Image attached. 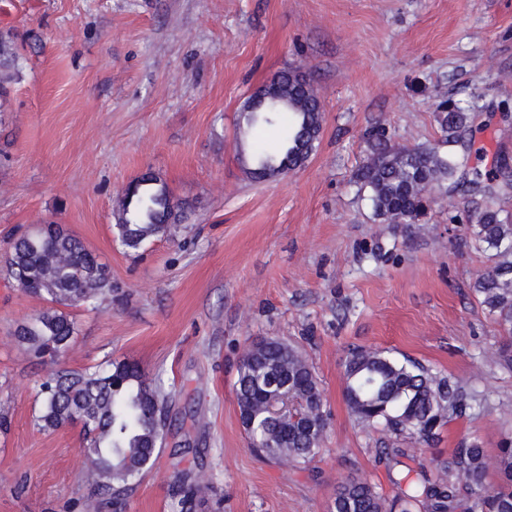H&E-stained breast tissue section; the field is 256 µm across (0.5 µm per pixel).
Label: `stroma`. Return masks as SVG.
Returning a JSON list of instances; mask_svg holds the SVG:
<instances>
[{"instance_id":"stroma-1","label":"stroma","mask_w":512,"mask_h":512,"mask_svg":"<svg viewBox=\"0 0 512 512\" xmlns=\"http://www.w3.org/2000/svg\"><path fill=\"white\" fill-rule=\"evenodd\" d=\"M1 30L22 67L0 109V253L34 224L79 237L112 301L70 308L62 365L134 362L172 393L164 446L121 512H173L172 475L190 465L220 512H331L349 479L391 497L463 444L493 455L512 437V338L473 288L491 264L470 243L473 194L437 200L425 224H381L352 182L366 130L436 144L448 98L471 115V167L512 163V0H0ZM290 67L322 102L320 140L300 169L255 181L237 159L240 108ZM148 171L188 218L132 254L114 212ZM45 307L0 278V512H83L89 491L80 425L34 427L41 367L12 338ZM262 338L304 353L325 403L320 454L291 469L250 447L237 411L238 362ZM362 348L475 401L426 443L362 428L343 397Z\"/></svg>"}]
</instances>
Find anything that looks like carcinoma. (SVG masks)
<instances>
[{
	"label": "carcinoma",
	"instance_id": "obj_1",
	"mask_svg": "<svg viewBox=\"0 0 512 512\" xmlns=\"http://www.w3.org/2000/svg\"><path fill=\"white\" fill-rule=\"evenodd\" d=\"M17 59L13 34L0 32V105L7 101V84L17 74ZM243 119L247 139L275 121L291 129L277 153L252 142L249 153L240 154L249 176L271 178L308 160L320 139L322 107L310 81L290 69L250 96ZM469 121L462 105L442 107L440 133L446 151L424 145L396 147L385 128L371 132V154L354 182L367 194L380 223H424L437 195L449 193V186L457 183L465 157L456 147L464 145ZM183 218L182 204L172 199L158 177L147 174L125 190L116 227L122 245L136 251L153 238L173 235ZM469 230L492 259L474 290L512 334V216L488 205ZM0 277L50 304L14 332L15 342L26 346L44 367L36 385L41 406L34 426L49 431L81 425L92 477L84 512H103L107 504L128 495L152 467L165 440L170 396L132 362L114 360L104 368L83 370L61 366L59 357L75 340V324L65 309H96L112 299L107 266L62 225L42 224L13 237L0 255ZM273 371L288 384V416H299L297 425L286 424L271 409ZM344 377L343 396L357 421L366 428L381 426L397 437L427 440L465 406L457 382L377 349L350 352ZM235 396L251 447L292 467L320 453L327 426L324 401L317 377L297 347L275 339L254 344L239 361ZM491 468L498 472L495 484L486 481ZM206 477L196 467L173 474L179 512H193L197 493L208 486ZM420 504L427 512H512V442L504 441L494 457L477 443L458 448L435 479L410 481L391 501L364 480L346 481L336 488L333 512H413Z\"/></svg>",
	"mask_w": 512,
	"mask_h": 512
}]
</instances>
